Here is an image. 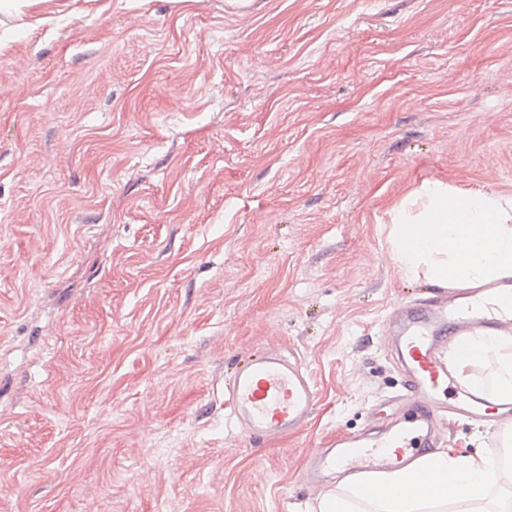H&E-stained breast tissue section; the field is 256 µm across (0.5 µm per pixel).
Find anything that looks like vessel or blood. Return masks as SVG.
Instances as JSON below:
<instances>
[{
    "mask_svg": "<svg viewBox=\"0 0 512 512\" xmlns=\"http://www.w3.org/2000/svg\"><path fill=\"white\" fill-rule=\"evenodd\" d=\"M390 327L412 405L392 417L378 436L349 435L330 447L313 449V470L382 468L410 461L421 449L434 447V422L454 381L441 355L442 345L452 333L512 330V318L479 310L477 300L469 296H437L419 309H401ZM316 398L304 364L271 350L236 370L226 406L233 422L249 437L270 440L300 433Z\"/></svg>",
    "mask_w": 512,
    "mask_h": 512,
    "instance_id": "1",
    "label": "vessel or blood"
}]
</instances>
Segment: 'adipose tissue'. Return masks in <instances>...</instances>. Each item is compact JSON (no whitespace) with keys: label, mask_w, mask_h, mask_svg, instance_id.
Wrapping results in <instances>:
<instances>
[{"label":"adipose tissue","mask_w":512,"mask_h":512,"mask_svg":"<svg viewBox=\"0 0 512 512\" xmlns=\"http://www.w3.org/2000/svg\"><path fill=\"white\" fill-rule=\"evenodd\" d=\"M387 241L399 274L456 289H477L512 277V197L423 183L390 214ZM467 356H453L457 376L473 391L480 361L497 368L498 403H512V336L468 337ZM491 454L442 448L408 465L353 474L311 512H512V488Z\"/></svg>","instance_id":"ef3b65f1"}]
</instances>
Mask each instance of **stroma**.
<instances>
[{"label": "stroma", "mask_w": 512, "mask_h": 512, "mask_svg": "<svg viewBox=\"0 0 512 512\" xmlns=\"http://www.w3.org/2000/svg\"><path fill=\"white\" fill-rule=\"evenodd\" d=\"M426 181L512 196V0L0 11V512L334 491L309 449L411 401L385 325L438 287L400 277L382 225ZM271 347L318 399L254 442L224 382ZM505 425L450 413L440 445Z\"/></svg>", "instance_id": "1"}]
</instances>
